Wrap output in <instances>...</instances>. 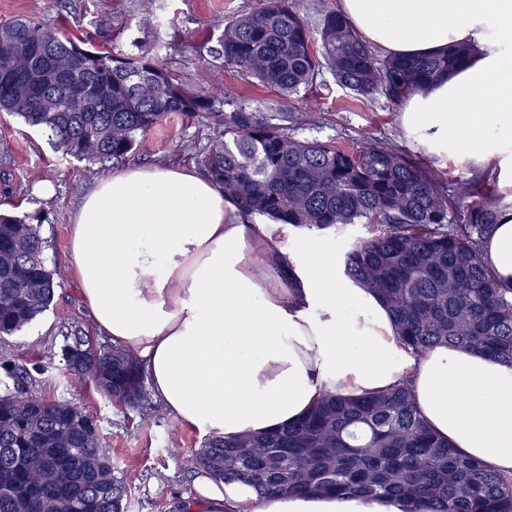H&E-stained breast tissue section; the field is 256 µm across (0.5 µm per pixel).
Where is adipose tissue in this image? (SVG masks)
Instances as JSON below:
<instances>
[{"label": "adipose tissue", "instance_id": "adipose-tissue-1", "mask_svg": "<svg viewBox=\"0 0 512 512\" xmlns=\"http://www.w3.org/2000/svg\"><path fill=\"white\" fill-rule=\"evenodd\" d=\"M376 52L477 53L405 101V139L438 162L467 157L508 201L482 255L512 289V0H338ZM244 215L205 174L177 165L113 168L71 216L70 261L94 325L136 354L153 399L183 425L227 438L265 432L325 393L360 397L408 383L430 428L512 475V367L438 345L413 356L375 291L335 255ZM193 512H405L403 502L281 493L197 478Z\"/></svg>", "mask_w": 512, "mask_h": 512}]
</instances>
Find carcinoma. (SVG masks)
Wrapping results in <instances>:
<instances>
[{
	"instance_id": "carcinoma-1",
	"label": "carcinoma",
	"mask_w": 512,
	"mask_h": 512,
	"mask_svg": "<svg viewBox=\"0 0 512 512\" xmlns=\"http://www.w3.org/2000/svg\"><path fill=\"white\" fill-rule=\"evenodd\" d=\"M224 66L292 97L321 65L362 99L394 106L450 76L467 45L428 57L379 56L339 10L317 24L296 0H262L224 23ZM86 50L58 31L19 18L0 24V112L42 131L66 156L119 162L170 116H212L221 140L201 159L206 174L248 216L336 233L354 224L369 235L349 243L345 273L389 306L415 356L437 345L475 350L512 367V298L490 274L481 244L502 202L477 176L452 185L418 159L373 135L356 148L300 140L245 107L215 111L216 99L174 80L150 54ZM66 88L46 92L49 67ZM83 93L92 109L72 112ZM46 242L25 218L0 213V339L48 311L58 287ZM77 372L113 401L147 399L136 355L113 347L69 346ZM0 396V512H125V486L93 416L28 389L16 364ZM55 464L44 486L42 459ZM195 464L260 496L335 493L405 502L409 512H512V476L461 455L422 420L406 385L346 399L325 395L302 418L235 439L212 435Z\"/></svg>"
}]
</instances>
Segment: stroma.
<instances>
[{"label": "stroma", "mask_w": 512, "mask_h": 512, "mask_svg": "<svg viewBox=\"0 0 512 512\" xmlns=\"http://www.w3.org/2000/svg\"><path fill=\"white\" fill-rule=\"evenodd\" d=\"M260 0H0V24L28 17L82 41L85 49L135 56L150 53L187 87L241 104L300 139L350 145L366 133L427 160L401 136L399 108L384 98L355 100L327 67L306 92L285 100L242 74L225 68L221 37L225 19L254 10ZM219 127L209 117L172 116L127 156L130 165L198 166ZM97 165L54 149L44 134L0 115V210L25 217L47 240L45 256L55 270L54 303L17 335L0 340V383L10 363L30 366L29 389L72 402L90 412L112 450V463L126 486L125 512H183L194 496L195 453L205 433L184 426L160 404L146 410L115 403L70 370L62 350L75 337L96 346L105 336L79 299L70 262V215L100 179ZM52 184L51 196L37 188Z\"/></svg>", "instance_id": "1"}]
</instances>
